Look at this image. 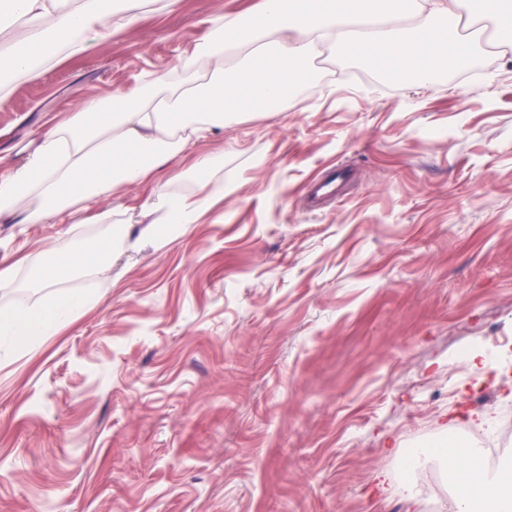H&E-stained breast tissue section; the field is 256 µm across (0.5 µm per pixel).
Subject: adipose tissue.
<instances>
[{
    "label": "adipose tissue",
    "mask_w": 512,
    "mask_h": 512,
    "mask_svg": "<svg viewBox=\"0 0 512 512\" xmlns=\"http://www.w3.org/2000/svg\"><path fill=\"white\" fill-rule=\"evenodd\" d=\"M148 0H0V32L24 19L32 28L13 48L14 73L38 77L42 63L60 50L83 53L112 26L137 24ZM210 37L180 61L181 70L205 63L212 81L182 87L170 73L149 75L120 92L122 109L107 111L86 96L81 111L44 134L39 150L20 168L0 175V215L18 213L35 224L61 216L80 200L125 186L148 187L145 206L158 224H193L206 198L165 192L162 171L177 163L190 140L253 112L287 108L304 61L322 47L339 49L362 67L392 65L398 74L430 79L448 61H463L496 48L512 53V0H261L255 13L214 20ZM39 196V208L26 202ZM112 251L98 238L73 251L50 249L37 275L50 285L83 272L103 274ZM92 299L70 290L47 307L0 314V335L34 344L68 324ZM422 463H439L459 477L448 512H512V481L490 470L479 449L466 444L433 448Z\"/></svg>",
    "instance_id": "obj_1"
}]
</instances>
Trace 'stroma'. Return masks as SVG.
<instances>
[{
	"instance_id": "35a3bbf8",
	"label": "stroma",
	"mask_w": 512,
	"mask_h": 512,
	"mask_svg": "<svg viewBox=\"0 0 512 512\" xmlns=\"http://www.w3.org/2000/svg\"><path fill=\"white\" fill-rule=\"evenodd\" d=\"M257 0H175L0 95V173L43 132L178 66L212 19ZM287 110L215 130L164 171L215 158L223 197L142 237L146 187L103 192L105 223L0 216V310L72 288L94 302L36 346L0 341V512H444L457 482L404 449L483 447L512 406V63L496 50L421 84L325 48ZM351 176L309 210L325 168ZM109 238V275L37 288L46 251ZM480 352L483 366L460 364Z\"/></svg>"
}]
</instances>
